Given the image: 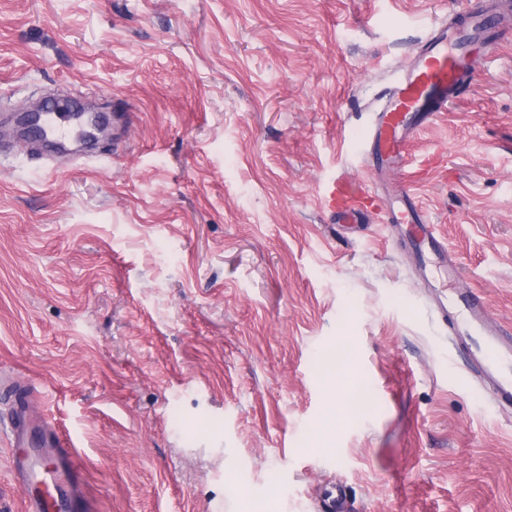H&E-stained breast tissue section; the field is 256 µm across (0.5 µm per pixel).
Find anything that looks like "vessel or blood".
<instances>
[{
	"label": "vessel or blood",
	"instance_id": "vessel-or-blood-1",
	"mask_svg": "<svg viewBox=\"0 0 512 512\" xmlns=\"http://www.w3.org/2000/svg\"><path fill=\"white\" fill-rule=\"evenodd\" d=\"M462 13L463 25L441 23L433 28L423 48L405 66L398 85L387 93L370 136L380 172L404 171L410 142L469 81L477 64L473 45L481 42L493 47L494 30L507 20L505 10L494 0H467ZM397 196L400 207L385 213L383 222L398 225L417 249L443 254L438 228L416 203L412 188L401 185ZM457 303L464 317L451 324L452 334L467 337L469 365L492 399L512 408V333L491 327L490 305L474 289L461 290ZM12 431L18 447L28 443L32 432L40 434L37 450L17 456L13 470L14 481L27 491L20 501L22 512H76L78 506L87 505L81 460L65 447L49 420L27 415L17 419Z\"/></svg>",
	"mask_w": 512,
	"mask_h": 512
}]
</instances>
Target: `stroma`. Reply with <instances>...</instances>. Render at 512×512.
<instances>
[{"instance_id": "stroma-1", "label": "stroma", "mask_w": 512, "mask_h": 512, "mask_svg": "<svg viewBox=\"0 0 512 512\" xmlns=\"http://www.w3.org/2000/svg\"><path fill=\"white\" fill-rule=\"evenodd\" d=\"M460 0H0V512L10 390L77 448L92 512H512V410L448 332L512 327V27L403 174L459 264L339 223L382 98ZM102 108L60 162L23 108Z\"/></svg>"}]
</instances>
